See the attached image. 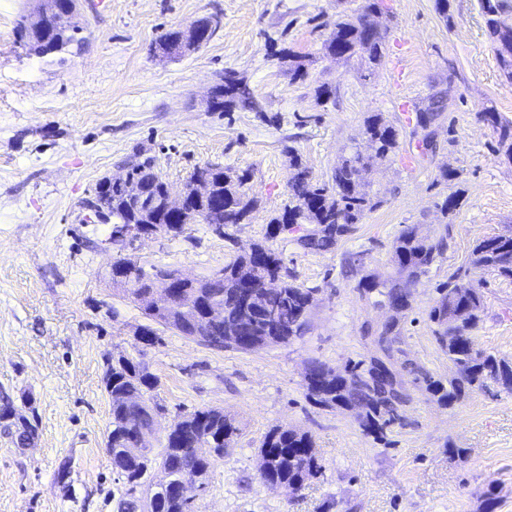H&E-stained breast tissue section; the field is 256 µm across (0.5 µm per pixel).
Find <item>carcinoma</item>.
Instances as JSON below:
<instances>
[{"mask_svg":"<svg viewBox=\"0 0 512 512\" xmlns=\"http://www.w3.org/2000/svg\"><path fill=\"white\" fill-rule=\"evenodd\" d=\"M498 18L488 20L493 47L503 70L512 69V3L494 0ZM380 10L379 0H367L361 12L340 19L324 43L326 54L336 61L364 56L377 65L382 58V37L368 26L367 17ZM82 28L74 24L59 27L51 16L38 18L27 12L17 24L20 43L30 55L44 57L62 54L81 41ZM249 92L233 71H226L212 90L211 111L223 112L247 100ZM443 105L433 100L416 113V125L425 127L436 121ZM512 161V121L493 110L483 113ZM366 134L372 153H355L342 159L330 184H314L294 149L288 158L295 175L290 185V202L283 212L267 225L265 242L253 245L250 252L237 255L224 265V275H210L196 288L184 290L183 300L189 308L205 318L209 309H224L222 320L208 323L196 338L180 316L165 321L163 327L187 339L215 350L227 348L250 352L272 344H288L308 331L309 309L317 289L295 282L282 253L271 245L280 235L298 233L294 241L305 250L329 251L337 242L353 234L365 212L381 205L360 189L359 173L376 161H384L395 152L398 133L382 123L377 115L367 121ZM206 184L204 194L189 195L186 210L195 224H212L222 218L224 224H241L257 206L247 191L248 175L219 163L196 166L186 185ZM141 185L148 196L166 192L167 183L155 170L154 160L146 157L128 166L123 184L98 183V194L111 207L112 232L119 233L123 224L141 223V215L149 211L148 221L160 224L176 237L184 232L179 219L167 211L148 209L147 201L132 196ZM451 225L433 239L423 237L417 228L405 224L392 245L398 277L380 280L362 276L356 286L359 294L388 306L394 313L386 324L362 327V335L380 343L381 360L407 371L414 387L426 391L438 404L452 406L469 393L490 386L512 392V363L479 348L469 336L481 321L484 311L479 288L482 273L488 271L512 281V230L486 236L474 246L467 267L448 274V280L437 288L438 297L427 318L431 333L441 351L456 369L455 377L443 382L426 368L409 358L400 327L399 315L412 308L411 288L430 269L443 261L448 249ZM112 245L117 256L113 270H123L134 259L125 254V243L115 237ZM155 273L140 267L132 279L133 287L125 289L137 304L152 286ZM308 398L327 410L343 409L354 413L359 427L367 435L382 438L386 430L404 424V408L411 402L409 389L402 381L378 374V366L364 360L348 361L336 370L327 363L312 359L305 368ZM104 390L110 401L111 420L107 435L112 444L105 445L112 461L115 488L112 500L116 512H192V505L182 497L179 488L185 475L196 477L201 490H206L214 461L224 457L241 434L237 420L217 407H201L170 425L158 448L132 450V434L136 429L153 424L155 415L164 410L154 397L156 378L139 362L122 353L112 354V366L105 370ZM213 449L206 455L195 453L192 445ZM321 472L311 436L294 427L275 426L269 430L259 448L257 473L270 485H285L296 490Z\"/></svg>","mask_w":512,"mask_h":512,"instance_id":"1","label":"carcinoma"}]
</instances>
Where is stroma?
<instances>
[{"mask_svg": "<svg viewBox=\"0 0 512 512\" xmlns=\"http://www.w3.org/2000/svg\"><path fill=\"white\" fill-rule=\"evenodd\" d=\"M88 2L80 0L75 18L85 42L60 64L27 55L17 42L31 0H0V392L36 428L27 446L0 435V512H112L103 374L115 352L157 378L161 425L204 406L239 422L242 435L215 462L195 512H512V393L476 391L445 407L413 391L407 424L386 447L351 412L311 404L303 380L309 360L338 368L375 354L361 328L390 312L360 296L343 258L365 252L363 274L396 277L392 243L405 224L429 237L452 227L443 261L414 288L400 326L417 363L443 381L455 372L427 311L449 270L468 265L477 240L512 228V162L483 118L491 109L512 120V85L481 0H448L444 11L438 0H383L375 67L357 57L335 61L323 46L338 16L365 0H104L96 10ZM204 16L220 20L207 44L159 58L161 34ZM275 49L299 56L305 77L294 78ZM227 70L245 79L255 107L209 110ZM323 85L329 98L318 95ZM434 99L442 116L421 131L401 106L415 112ZM374 114L399 133L390 160L362 173L380 207L333 250L274 243L297 283L316 290L305 336L246 353L172 331L142 343L145 316L107 279L111 227L83 206L101 178L124 173L138 153L154 158L175 194L206 162L248 172L258 205L248 223L230 226L232 241L191 224L180 236L135 244L144 268L200 278L262 240L287 205L289 150L314 182L331 183L342 158L367 151ZM425 135L431 151L407 163ZM445 166L453 180L440 178ZM451 196L457 206L448 212ZM482 279L485 313L471 336L512 362V283L490 273ZM276 425L300 428L315 443L322 473L300 491L269 487L257 475L258 449Z\"/></svg>", "mask_w": 512, "mask_h": 512, "instance_id": "obj_1", "label": "stroma"}]
</instances>
